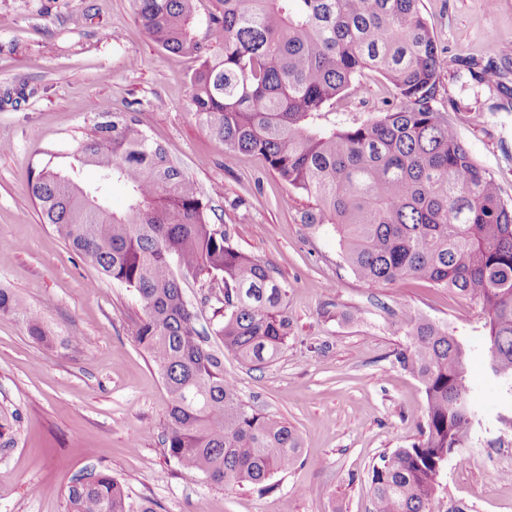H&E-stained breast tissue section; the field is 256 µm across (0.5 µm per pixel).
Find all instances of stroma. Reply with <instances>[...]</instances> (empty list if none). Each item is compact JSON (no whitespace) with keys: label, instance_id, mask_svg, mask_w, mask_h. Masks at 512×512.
<instances>
[{"label":"stroma","instance_id":"35a3bbf8","mask_svg":"<svg viewBox=\"0 0 512 512\" xmlns=\"http://www.w3.org/2000/svg\"><path fill=\"white\" fill-rule=\"evenodd\" d=\"M439 48L434 105L512 202V0H421ZM0 286L39 310L55 346L0 315V512H63L76 478L104 472L156 512H371L369 472L380 455L420 437L426 398L394 354L406 314L448 325L474 352L468 376L479 423L449 457L430 512H512V397L487 376L485 313L472 299L420 280L366 287L344 263L331 225L302 223L316 202L258 155L227 154L193 112L198 62L144 32L133 0H0ZM497 73L490 90L474 72ZM33 88L22 97L20 87ZM384 79L365 78L327 108L326 125L363 122L382 108ZM135 110L143 130L176 158L242 252L268 263L288 291L291 337L278 359L251 366L224 357L252 409L302 439L298 464L272 492L225 486L180 469L162 435L170 399L131 334L136 295L86 265L44 223L30 181L46 162L68 168L95 108ZM482 120H474L473 111Z\"/></svg>","mask_w":512,"mask_h":512}]
</instances>
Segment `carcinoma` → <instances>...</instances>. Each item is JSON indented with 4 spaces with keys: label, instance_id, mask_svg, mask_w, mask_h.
Wrapping results in <instances>:
<instances>
[{
    "label": "carcinoma",
    "instance_id": "carcinoma-1",
    "mask_svg": "<svg viewBox=\"0 0 512 512\" xmlns=\"http://www.w3.org/2000/svg\"><path fill=\"white\" fill-rule=\"evenodd\" d=\"M216 2L202 15L200 0H134L154 43L202 56L190 77L198 122L227 152L261 155L314 198L303 222L334 226L344 262L367 287L423 279L478 301L489 375L512 392V202L433 105L439 50L420 0ZM371 72L385 80L391 107L355 126L324 125L323 109ZM96 112L72 173L46 165L31 181L41 216L83 261L135 292L143 315L132 334L170 396L169 458L217 484L267 490L300 460L301 437L244 403L224 376V354L250 364L278 358L291 334L287 290L213 222L194 181L133 113ZM84 167L96 179L82 185L73 174ZM114 184L127 191L119 214L105 203ZM187 278L219 289L209 325H197L180 284ZM8 313L47 340L41 315L0 288ZM406 325L395 362L424 386L425 425L420 440L373 466V512H429L448 455L465 458L480 413L468 344L424 316ZM210 336L224 353L206 345ZM64 499V512H156L149 500L132 506L125 483L106 473L89 474Z\"/></svg>",
    "mask_w": 512,
    "mask_h": 512
}]
</instances>
